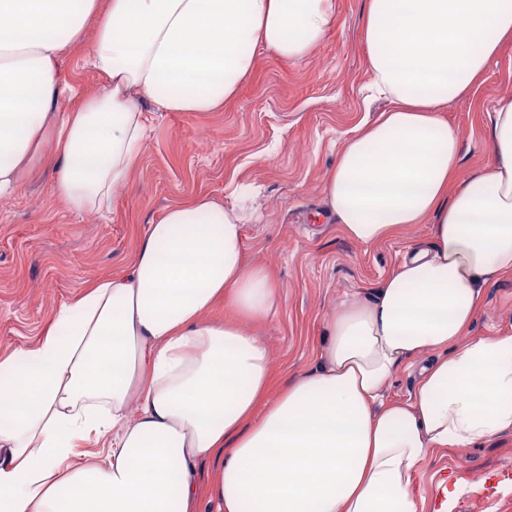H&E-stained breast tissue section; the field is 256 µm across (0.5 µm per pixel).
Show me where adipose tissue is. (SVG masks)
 I'll list each match as a JSON object with an SVG mask.
<instances>
[{
    "mask_svg": "<svg viewBox=\"0 0 512 512\" xmlns=\"http://www.w3.org/2000/svg\"><path fill=\"white\" fill-rule=\"evenodd\" d=\"M335 21L336 0H0V197L50 156L72 211L109 210L140 158L142 99L213 111L255 48L304 61ZM508 37L512 0H370L368 88L392 107L345 142L326 201L351 241L426 224L429 248L341 301L317 366L275 392L241 324L278 300L246 260L244 215L206 195L168 208L130 273L90 281L37 344L0 354V512H200L206 496L221 512H418L434 449L512 432V336L467 337L512 274V95L472 175L440 117ZM82 45L103 82L66 109L61 63ZM220 302L233 317H211ZM422 356L412 399H385Z\"/></svg>",
    "mask_w": 512,
    "mask_h": 512,
    "instance_id": "obj_1",
    "label": "adipose tissue"
}]
</instances>
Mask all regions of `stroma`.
<instances>
[{
  "mask_svg": "<svg viewBox=\"0 0 512 512\" xmlns=\"http://www.w3.org/2000/svg\"><path fill=\"white\" fill-rule=\"evenodd\" d=\"M368 0H336V22L298 63L257 52L233 98L212 112H159L144 102L148 137L112 208L70 211L56 195L57 169L46 161L10 196L0 198V351L35 344L53 309L93 279L129 269L148 224L174 204L207 195L231 207L253 187L244 226L250 263L266 267L280 288L277 312L245 320L269 348L276 385L315 365L331 308L369 294L413 248L427 246L417 224L382 242L345 237L329 215L325 187L343 143L389 102L371 97L364 25ZM61 82L68 105L102 79L83 49L69 52ZM512 95V40L503 43L483 81L449 101L444 119L462 140V172L490 159L489 114ZM205 133L208 150H191ZM512 334V274L490 283L470 338ZM454 492L450 512H512V434L466 448H440L422 465L413 492L421 512H437V486Z\"/></svg>",
  "mask_w": 512,
  "mask_h": 512,
  "instance_id": "1",
  "label": "stroma"
}]
</instances>
